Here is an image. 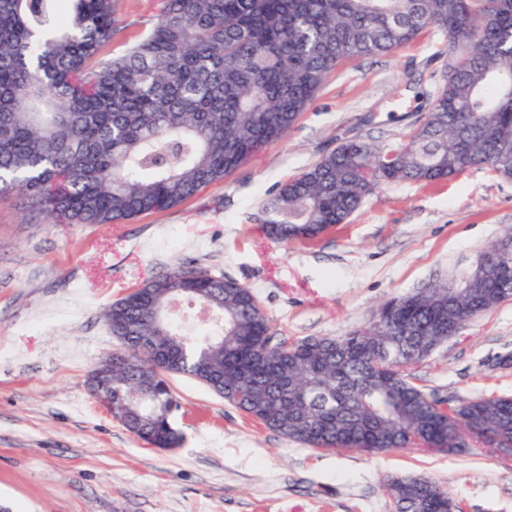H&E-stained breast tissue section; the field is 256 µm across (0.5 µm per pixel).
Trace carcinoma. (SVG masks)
<instances>
[{
    "mask_svg": "<svg viewBox=\"0 0 512 512\" xmlns=\"http://www.w3.org/2000/svg\"><path fill=\"white\" fill-rule=\"evenodd\" d=\"M124 36L117 0H0V194L21 192L52 224H120L175 207L283 138L345 59L390 55L427 27L450 50L448 81L397 146L348 139L281 183L259 223L273 241L310 242L399 181L433 183L472 166L512 180V0H156ZM121 43V50L112 44ZM177 299L204 333L155 312ZM512 300V251L448 299V280L393 297L340 338L276 335L252 289L176 265L112 305L122 343L102 394L112 417L156 448H176L169 377L193 379L251 419L316 449L439 452L512 443V397L446 408L414 383L444 343ZM148 393L146 413L128 407ZM396 512H461L424 477L385 480Z\"/></svg>",
    "mask_w": 512,
    "mask_h": 512,
    "instance_id": "1",
    "label": "carcinoma"
}]
</instances>
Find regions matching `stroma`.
I'll list each match as a JSON object with an SVG mask.
<instances>
[{
  "label": "stroma",
  "instance_id": "obj_1",
  "mask_svg": "<svg viewBox=\"0 0 512 512\" xmlns=\"http://www.w3.org/2000/svg\"><path fill=\"white\" fill-rule=\"evenodd\" d=\"M447 77L445 38L431 27L393 55L344 61L286 137L185 203L124 224L33 221L23 194H0V504L11 512H392L381 482L424 475L462 512H512V461L478 446L313 449L173 376L182 441L166 450L134 438L86 385L119 347L105 311L178 261L253 289L291 341L347 335L390 297L470 271L512 228V180L488 167L390 184L309 244H278L257 222L280 183L341 141L406 140ZM412 373L428 398L450 406L512 396V301L465 324Z\"/></svg>",
  "mask_w": 512,
  "mask_h": 512
}]
</instances>
